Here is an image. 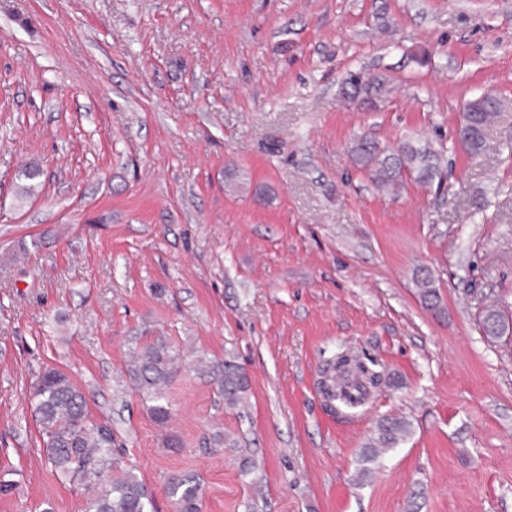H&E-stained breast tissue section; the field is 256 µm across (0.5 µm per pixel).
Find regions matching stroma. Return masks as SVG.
<instances>
[{
    "label": "stroma",
    "instance_id": "stroma-1",
    "mask_svg": "<svg viewBox=\"0 0 512 512\" xmlns=\"http://www.w3.org/2000/svg\"><path fill=\"white\" fill-rule=\"evenodd\" d=\"M351 71L388 76L379 110L341 97ZM360 134L444 146V189L379 190ZM486 294L512 317V0H0V512H82L31 414L47 367L156 512L181 473L202 512H512V325L483 335ZM159 336L185 355L163 428L126 375ZM344 350L388 379L355 407L318 386ZM228 353L241 409L196 369ZM386 417L409 434L362 463ZM500 108V101L490 95L469 100L463 105L456 138L467 152L472 155L480 153L486 130L492 120L498 116ZM422 276H418L419 295L425 307L431 311H440V300L436 289L433 287L431 275L426 270H421Z\"/></svg>",
    "mask_w": 512,
    "mask_h": 512
}]
</instances>
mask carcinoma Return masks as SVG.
Wrapping results in <instances>:
<instances>
[{
    "mask_svg": "<svg viewBox=\"0 0 512 512\" xmlns=\"http://www.w3.org/2000/svg\"><path fill=\"white\" fill-rule=\"evenodd\" d=\"M342 93L361 108L375 111L389 93L388 79L384 74L353 72L343 82ZM500 108V101L490 95L463 105L456 138L467 152L480 153L486 130ZM351 152L355 163L381 189L400 187L409 179L424 187L434 185L438 190L443 186L444 148L436 149L429 141L405 140L394 148H385L359 136L352 142ZM40 176L36 165L21 169L19 177L24 184L20 194H33ZM417 283L425 307L439 311V296L428 271H422ZM479 323L484 334L492 338L502 336L506 330L505 314L493 301L481 309ZM179 360V352L157 337L140 343L126 368L128 377L142 393L147 412L161 427L171 419L166 390L178 372ZM198 363V370L211 378L225 407L236 408L243 403L248 378L233 355H225L222 361L201 358ZM347 365L344 357L329 364L338 370L330 386L331 397L353 405L376 387L380 375L361 365L352 372L346 369ZM32 401L42 452L57 477L76 489L93 490L86 496L83 512H153V497L145 484L132 472L120 469L112 459V427L90 419L81 390L66 373L53 367L45 369L33 385ZM408 433L409 424L402 418L381 420L372 443L363 452V460H375L396 447ZM165 494L172 512H201V485L194 474L170 476Z\"/></svg>",
    "mask_w": 512,
    "mask_h": 512,
    "instance_id": "carcinoma-1",
    "label": "carcinoma"
}]
</instances>
